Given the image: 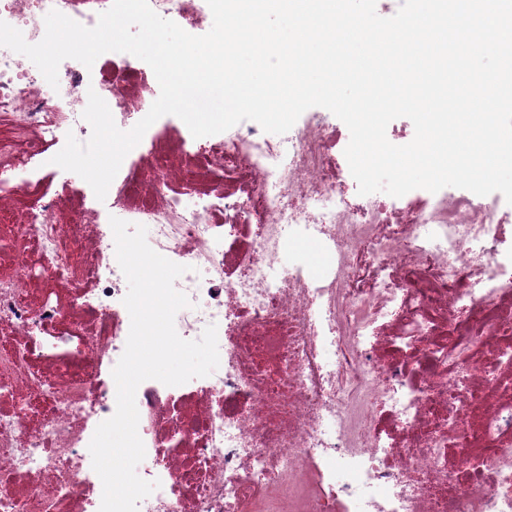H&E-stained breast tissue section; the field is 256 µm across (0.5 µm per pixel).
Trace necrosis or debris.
I'll use <instances>...</instances> for the list:
<instances>
[{
    "label": "necrosis or debris",
    "mask_w": 512,
    "mask_h": 512,
    "mask_svg": "<svg viewBox=\"0 0 512 512\" xmlns=\"http://www.w3.org/2000/svg\"><path fill=\"white\" fill-rule=\"evenodd\" d=\"M193 35L207 0H149ZM112 0H0L39 42L58 10L94 26ZM131 129L151 67L67 59L50 86L0 47V512H99L89 443L116 410L130 329L110 217L188 266L178 334L216 325L220 364L136 392L160 486L138 512H512V205L446 187L353 195L348 144L308 109L285 134L243 121L196 138L154 122L106 195L53 190L89 92Z\"/></svg>",
    "instance_id": "1"
}]
</instances>
